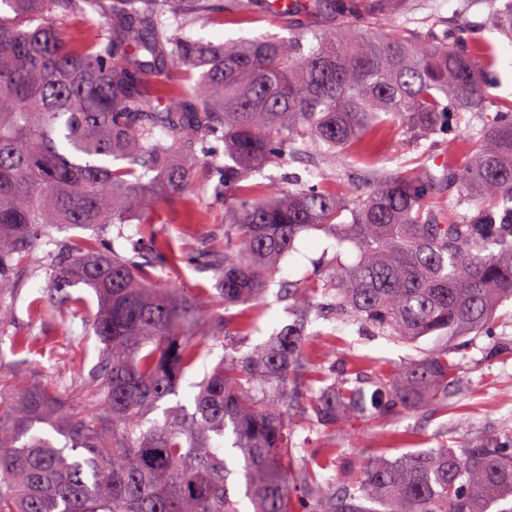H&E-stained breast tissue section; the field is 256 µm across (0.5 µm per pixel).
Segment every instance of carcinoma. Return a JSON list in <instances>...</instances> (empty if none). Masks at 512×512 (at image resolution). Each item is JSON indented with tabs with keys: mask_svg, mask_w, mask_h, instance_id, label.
<instances>
[{
	"mask_svg": "<svg viewBox=\"0 0 512 512\" xmlns=\"http://www.w3.org/2000/svg\"><path fill=\"white\" fill-rule=\"evenodd\" d=\"M400 2H284L336 24L216 46L184 25L268 13L271 0H0V296L51 245V292L77 312L86 300L72 289H92L102 344L81 402L45 385L0 392V512H240L241 480L253 512H294L288 370L301 364L312 299L282 282L292 324L220 362L191 406L163 409L203 351L244 328L229 314L202 319L194 296L159 285L154 270L174 258L167 238L151 233L130 255L109 238L154 223L146 198L186 195L203 167L218 177L224 239L192 259L215 276V305L259 302L298 235L329 230L357 251L313 283L330 309L398 341L439 342L385 388L319 391L309 407L321 425L448 399L453 345L512 301V101L475 130L478 150L375 170L355 199L334 182L280 196L248 183L312 148L366 146L396 125L427 138L449 112L485 111L496 46L467 47L452 31L378 35ZM90 10L106 26L68 42L61 25ZM491 23L512 37V0ZM182 70L197 71L192 92L166 105L155 86ZM62 224L93 234L60 241ZM300 480L313 489L305 512H512V453L494 439L368 461L336 492L312 472Z\"/></svg>",
	"mask_w": 512,
	"mask_h": 512,
	"instance_id": "cac0c4a2",
	"label": "carcinoma"
}]
</instances>
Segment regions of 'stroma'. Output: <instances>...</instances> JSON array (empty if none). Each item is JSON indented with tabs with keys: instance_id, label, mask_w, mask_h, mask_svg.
<instances>
[{
	"instance_id": "obj_1",
	"label": "stroma",
	"mask_w": 512,
	"mask_h": 512,
	"mask_svg": "<svg viewBox=\"0 0 512 512\" xmlns=\"http://www.w3.org/2000/svg\"><path fill=\"white\" fill-rule=\"evenodd\" d=\"M434 8L444 26L469 28L472 38L487 37L497 44L499 56L490 94L498 100H511L512 41L487 29L486 19L493 9L491 0H475L466 9L462 8L461 0H434ZM185 32L194 39L221 44L265 33L284 37L288 34V22L267 14L252 21L214 14L194 20ZM473 146L462 122L456 123L454 136L439 133L423 145L403 130L388 128L379 135L375 149L353 148L333 157L314 152L302 154L290 163L289 169L314 183L334 173L345 174L339 189L354 197L367 190V171L390 166L392 157H400L406 168L414 169L420 166L424 155L458 160ZM207 181L206 172H199L197 185L191 190L195 207L190 213L179 198L151 196L148 204L154 212L155 224L122 225L121 247L154 232L168 238L175 254L180 255L219 238L224 231V203L212 193L200 192V185ZM355 257L351 245L337 246L335 239L321 230L302 232L294 251L281 261L277 280L270 284L263 302L232 307V314L250 322L246 336L233 337L225 346L205 350L180 380L179 400L190 404L198 383L226 354H246L269 342L291 323L288 303L280 293V281L309 284L327 267L339 262L352 263ZM19 280V286L0 296L11 309L10 316L0 321V390L42 383L58 387L72 399H82L84 380L98 362L99 343L88 317L68 314L48 296L43 251H36ZM38 298L43 301V315L34 319L29 306ZM493 325V333L464 340L456 353L460 379L447 404L420 405L391 415L360 418L350 425L328 430L317 423L308 408V396L343 376L383 385L388 376L423 357L433 348L434 340L425 337L412 347L356 323L330 316L313 319L306 328L304 347L310 370L291 381L292 388L304 395L291 420L295 464L288 471V487L292 496L301 494L299 472L304 468L315 473L319 485L333 491L353 482L363 464L372 459L393 460L408 452L459 442L475 444L492 436L501 437L512 448V354L495 352L502 338H512L511 302L497 310ZM19 335L28 337L26 348L14 347L13 340Z\"/></svg>"
}]
</instances>
